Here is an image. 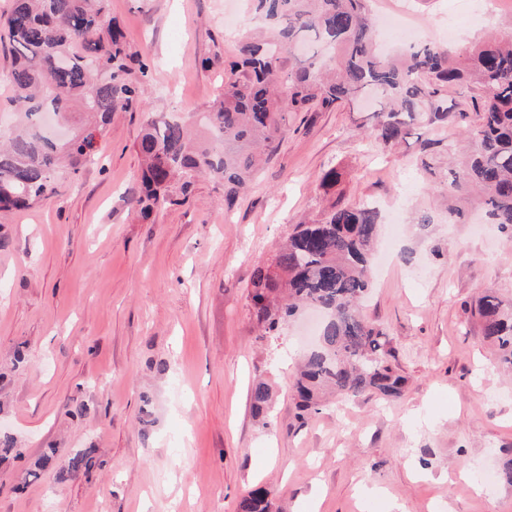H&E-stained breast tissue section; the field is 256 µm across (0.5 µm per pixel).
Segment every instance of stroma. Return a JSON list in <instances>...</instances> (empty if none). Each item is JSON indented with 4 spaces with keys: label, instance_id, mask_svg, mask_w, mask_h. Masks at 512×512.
<instances>
[{
    "label": "stroma",
    "instance_id": "35a3bbf8",
    "mask_svg": "<svg viewBox=\"0 0 512 512\" xmlns=\"http://www.w3.org/2000/svg\"><path fill=\"white\" fill-rule=\"evenodd\" d=\"M483 3L373 9L463 54L512 31V0ZM109 13L151 65L147 109H116L100 163L58 195L0 213V430L23 452L0 464V512H237L257 485L273 512H512V485L475 479L512 459V372L474 315L484 289L512 299V239L470 194L466 222L449 223L414 169L416 138L378 149L357 132L367 113L345 110L292 120L232 204L223 180L201 176L143 221L144 123L209 109L238 50L224 21L252 13L248 0H109ZM332 167L342 178L328 188ZM335 203L401 210L363 313L386 330L408 387L387 403H327L301 425L288 383L315 314L261 337L252 277L293 224ZM423 211L434 217L424 233L413 224ZM259 377L273 394L265 424L250 411ZM46 448H92L96 464L65 483L52 468L27 479Z\"/></svg>",
    "mask_w": 512,
    "mask_h": 512
}]
</instances>
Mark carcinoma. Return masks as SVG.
<instances>
[{
    "mask_svg": "<svg viewBox=\"0 0 512 512\" xmlns=\"http://www.w3.org/2000/svg\"><path fill=\"white\" fill-rule=\"evenodd\" d=\"M109 0H11L0 15V42L8 41L13 65L8 80L14 122L0 132V211L30 208L56 195L98 159V150L117 107L145 104L148 64L131 51L112 24ZM267 23L261 35L240 40L224 93L201 118V140L176 119L152 120L137 149L141 214L175 203L173 185L186 192L205 174L224 180L233 202L265 152L275 150L296 112L353 106L368 91L383 106L372 112L368 138L388 148L419 137L418 170L423 183L455 194L478 191L491 223L512 231V35L474 44L466 57L448 47L422 43L388 58L377 48L372 0H250ZM304 50L291 66L284 56ZM469 89L475 122L464 139L472 150L440 173L437 149L448 156L457 143L430 137L436 129L467 118L462 104L448 107V89ZM380 212L371 205L335 204L320 219L294 225L271 268L252 279V316L264 335L275 336L303 306L326 313L316 347L301 358L291 378L296 418L319 411L326 391L345 400L371 396L395 400L406 379L387 361L389 338L369 322L361 306L373 281L370 252ZM483 335L499 361L512 368V304L484 291L477 299ZM272 393L258 381L250 389L254 416L267 420ZM95 465V449L83 448L58 462L47 448L28 471L31 477L54 466L63 481ZM271 493L248 492L239 512H271Z\"/></svg>",
    "mask_w": 512,
    "mask_h": 512,
    "instance_id": "cac0c4a2",
    "label": "carcinoma"
}]
</instances>
